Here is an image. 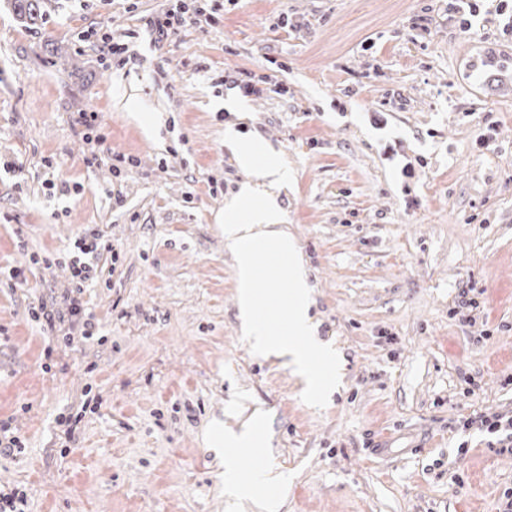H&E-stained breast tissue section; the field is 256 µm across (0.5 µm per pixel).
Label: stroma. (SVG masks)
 I'll use <instances>...</instances> for the list:
<instances>
[{"mask_svg":"<svg viewBox=\"0 0 512 512\" xmlns=\"http://www.w3.org/2000/svg\"><path fill=\"white\" fill-rule=\"evenodd\" d=\"M166 0H45L32 29L0 0V419L26 440L0 487L30 512H229L213 421L264 415L278 512H497L512 455L455 424L512 413V31L465 0H215L155 41ZM104 29L125 62L83 40ZM501 65H482L487 51ZM265 77L242 97L224 72ZM157 122L144 132L126 103ZM99 115L102 161L80 113ZM289 169L279 197L341 386L310 401L287 359L256 357L217 224L246 178L226 128ZM133 156L114 174L109 157ZM93 228L104 281L83 300L105 343L57 346L29 318L62 307L67 268L34 266ZM22 269L16 285L4 270ZM479 289L472 323L449 314ZM490 338H482L483 330ZM51 371H44L43 363ZM96 413L61 449L59 414Z\"/></svg>","mask_w":512,"mask_h":512,"instance_id":"obj_1","label":"stroma"}]
</instances>
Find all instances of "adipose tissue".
Listing matches in <instances>:
<instances>
[{
  "label": "adipose tissue",
  "instance_id": "adipose-tissue-1",
  "mask_svg": "<svg viewBox=\"0 0 512 512\" xmlns=\"http://www.w3.org/2000/svg\"><path fill=\"white\" fill-rule=\"evenodd\" d=\"M225 137L250 177L225 208L218 227L224 247L234 257L236 299L242 329L255 354L289 358L311 393L318 394L341 379L340 354L327 349L316 336L310 315L312 289L307 282L304 257L292 234L272 187L288 173L262 141L242 140L234 130ZM278 258L269 270L266 257ZM257 430L214 429L211 439L224 447V488L234 503L254 497L252 484L240 477L238 447L258 448Z\"/></svg>",
  "mask_w": 512,
  "mask_h": 512
}]
</instances>
